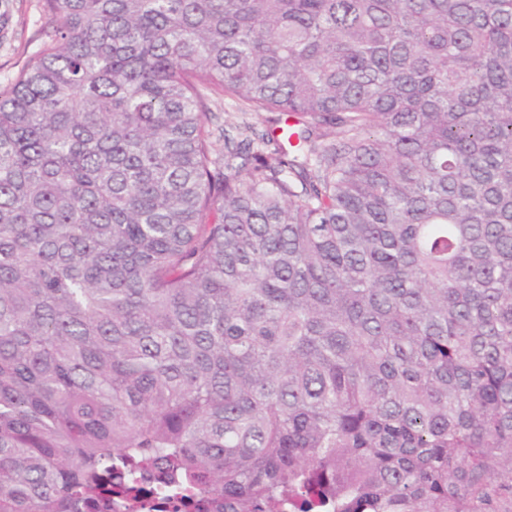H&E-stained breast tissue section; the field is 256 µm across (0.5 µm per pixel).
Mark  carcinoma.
I'll return each instance as SVG.
<instances>
[{
  "mask_svg": "<svg viewBox=\"0 0 512 512\" xmlns=\"http://www.w3.org/2000/svg\"><path fill=\"white\" fill-rule=\"evenodd\" d=\"M44 7L0 89V512H143L148 469L512 512V0ZM211 91L296 124L221 163Z\"/></svg>",
  "mask_w": 512,
  "mask_h": 512,
  "instance_id": "carcinoma-1",
  "label": "carcinoma"
}]
</instances>
